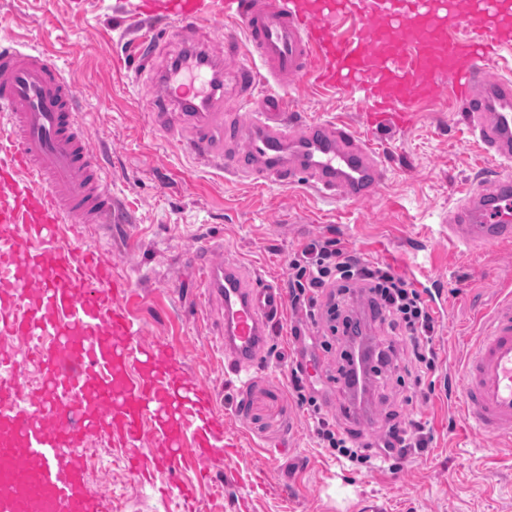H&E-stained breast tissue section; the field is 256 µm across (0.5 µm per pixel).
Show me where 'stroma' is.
<instances>
[{"mask_svg":"<svg viewBox=\"0 0 512 512\" xmlns=\"http://www.w3.org/2000/svg\"><path fill=\"white\" fill-rule=\"evenodd\" d=\"M139 0H0V42L49 47L76 61L68 77L81 90L80 120L89 147L100 153L109 186L122 212L111 233L70 225L83 249L111 257L136 295L130 311L145 341L175 348L189 377L210 388L224 419V461L217 473L222 492L202 487L196 512H512V445L465 425L457 407L460 377L453 364L472 347L474 318L491 306L499 287L512 282V244L491 250L450 241L446 218L466 190L500 160L472 135L461 106L440 90L403 128H372L360 96L303 80L281 85L261 75L249 111L263 98L287 99L300 121L343 123L381 154L386 174L364 204L321 197L296 171L291 185L237 180L203 166L183 148L196 122L177 117L175 135L156 122L153 76L167 67L180 44L159 35L149 63H141L135 39L143 29ZM190 30L213 58L222 60L225 116L238 113L224 32L214 14ZM341 239L373 262L404 274L398 247L419 244L431 253L428 279L445 288L440 315L438 367L429 403L411 411L427 421L433 442L425 453L388 466L357 469L318 447L306 412L288 391L294 344L282 311L259 365L245 384L229 383L217 329L218 302L201 304L194 258L237 260L255 278L286 288L288 259L309 239ZM100 459L86 480L97 492L124 496L128 512H175L162 489L171 480H193L192 466L155 473L151 481L130 474L125 448L101 435Z\"/></svg>","mask_w":512,"mask_h":512,"instance_id":"obj_1","label":"stroma"}]
</instances>
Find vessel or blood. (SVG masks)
I'll use <instances>...</instances> for the list:
<instances>
[{"mask_svg": "<svg viewBox=\"0 0 512 512\" xmlns=\"http://www.w3.org/2000/svg\"><path fill=\"white\" fill-rule=\"evenodd\" d=\"M377 19L371 0H314L307 8L288 0H224V42L241 63L234 82L250 102L259 68L277 82L307 77L364 95L373 125L408 124L415 108L435 97L450 76L463 117L486 150L512 160V79L488 81L494 56L512 42V0H481L459 14L453 0H383ZM140 16L192 27L205 16L204 0H165L162 11ZM355 14L363 26L352 39L334 33L338 16ZM469 33L455 35L458 22ZM206 54L185 48L178 67L160 74L158 115L192 100L211 108L216 92ZM67 64L39 48L0 46V187L11 201L0 206V272L15 282L0 297V512H104L89 486L83 448L109 427L128 448L126 467L176 470L184 459L204 471L224 457L223 420L212 393L189 379L175 353L143 343V327L130 314V288L113 276L97 251L76 247L63 224H104L119 204L99 157L86 144L79 119V87ZM188 150L208 165L254 182L288 183L306 171L323 196L361 204L385 177L376 153L342 125L299 126L283 101L270 97L259 112L249 151L217 149L203 130ZM293 151L295 166L284 154ZM466 245L495 247L512 241V174L488 173L450 215ZM205 297L224 306V358L235 376L249 374L274 332L283 308L280 288L252 278L233 261L198 264ZM479 339L461 371V406L482 432L512 439V292L481 315ZM34 346L26 357L42 368V381L22 393L11 337ZM158 455H135L143 439Z\"/></svg>", "mask_w": 512, "mask_h": 512, "instance_id": "obj_1", "label": "vessel or blood"}]
</instances>
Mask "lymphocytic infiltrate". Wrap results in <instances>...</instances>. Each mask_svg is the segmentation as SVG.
<instances>
[{"instance_id": "f902f5d3", "label": "lymphocytic infiltrate", "mask_w": 512, "mask_h": 512, "mask_svg": "<svg viewBox=\"0 0 512 512\" xmlns=\"http://www.w3.org/2000/svg\"><path fill=\"white\" fill-rule=\"evenodd\" d=\"M287 281L291 336L297 341L315 338L322 350L335 351L338 379L348 383L367 371L379 385L405 384L410 399L429 400L435 391L430 375L439 361L438 314L420 289L331 237L300 245L288 261ZM357 300L364 301L372 320L385 325L383 347H359L363 329L353 307ZM288 390L307 411L319 446L353 466L393 464L423 454L433 440L426 423L410 416L374 440L359 441L356 431L327 417L308 392L303 363L293 364Z\"/></svg>"}]
</instances>
